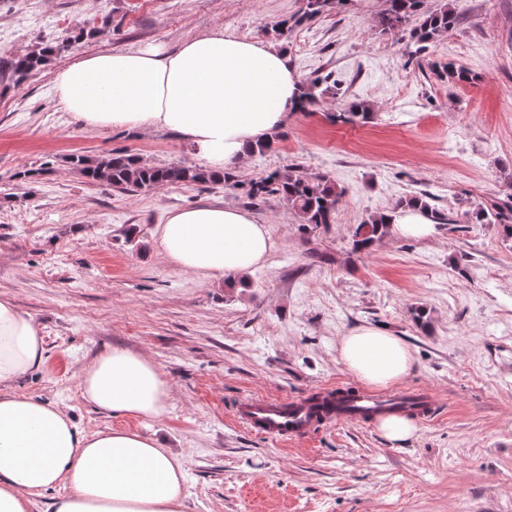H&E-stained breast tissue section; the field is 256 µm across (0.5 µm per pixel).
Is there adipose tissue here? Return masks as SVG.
Here are the masks:
<instances>
[{
  "instance_id": "obj_1",
  "label": "adipose tissue",
  "mask_w": 512,
  "mask_h": 512,
  "mask_svg": "<svg viewBox=\"0 0 512 512\" xmlns=\"http://www.w3.org/2000/svg\"><path fill=\"white\" fill-rule=\"evenodd\" d=\"M299 85L284 51L218 27L171 52L79 56L57 72L53 89L85 128L168 129L205 167L240 171L251 145L298 111ZM157 234L164 260L204 281L254 269L275 247L267 225L221 205L172 211ZM338 354L352 375L376 388L400 382L412 366L401 339L372 326L342 336ZM44 355L38 325L0 297V512H34L36 496L61 486L68 492L50 512H188L184 466L152 436L112 428L85 434L63 408L11 393ZM82 389L110 415L156 418L169 399L152 359L123 348L89 365Z\"/></svg>"
}]
</instances>
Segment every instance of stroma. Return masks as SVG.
Returning <instances> with one entry per match:
<instances>
[{"label":"stroma","mask_w":512,"mask_h":512,"mask_svg":"<svg viewBox=\"0 0 512 512\" xmlns=\"http://www.w3.org/2000/svg\"><path fill=\"white\" fill-rule=\"evenodd\" d=\"M453 5L459 25L423 49L380 32L383 0H349L291 28L279 47L301 79L328 78L330 90L289 114L239 187L127 193L87 182L69 155L121 150L164 166L199 164L198 154L167 130L86 129L55 96V72L84 54L172 51L219 26L263 40L302 0H0V78L10 79L0 86V296L46 347L12 393L66 407L87 433L157 438L183 462L189 512H512V239L472 219L479 206L512 208V0ZM92 26L95 37L72 42ZM65 40L68 52L12 75L10 60ZM448 62L477 82L441 81L433 67ZM353 100L372 104L371 123L336 121ZM289 163L343 189L335 223L316 228L279 197L248 198L246 183ZM421 195L448 217L434 236L352 250L368 215ZM213 203L249 211L276 242L248 287L203 281L160 255L169 212ZM362 325L406 343L413 365L395 389L435 405L416 416L410 444L344 420L283 445L235 420L248 396L363 390L337 351ZM115 347L159 366L170 389L159 418L84 400V368Z\"/></svg>","instance_id":"stroma-1"}]
</instances>
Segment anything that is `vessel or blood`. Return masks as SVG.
<instances>
[{"instance_id":"vessel-or-blood-1","label":"vessel or blood","mask_w":512,"mask_h":512,"mask_svg":"<svg viewBox=\"0 0 512 512\" xmlns=\"http://www.w3.org/2000/svg\"><path fill=\"white\" fill-rule=\"evenodd\" d=\"M384 397L367 392L355 399L338 400L335 390H325L296 401L250 397L234 410L237 420L250 429L281 442L306 438L317 421L361 420L387 413Z\"/></svg>"}]
</instances>
